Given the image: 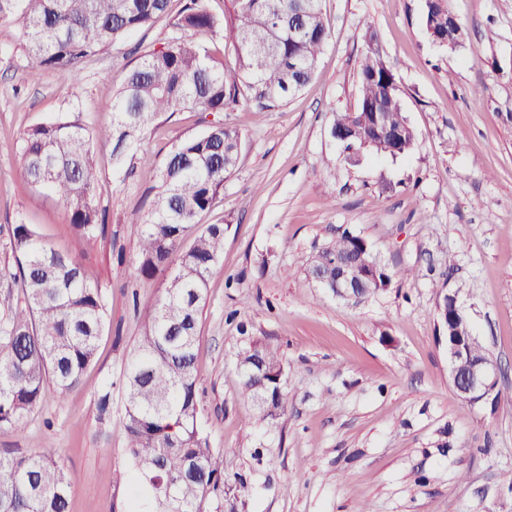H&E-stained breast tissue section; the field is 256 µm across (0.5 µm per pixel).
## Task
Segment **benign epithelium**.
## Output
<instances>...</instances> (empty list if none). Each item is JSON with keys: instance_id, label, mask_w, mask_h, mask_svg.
Segmentation results:
<instances>
[{"instance_id": "obj_1", "label": "benign epithelium", "mask_w": 512, "mask_h": 512, "mask_svg": "<svg viewBox=\"0 0 512 512\" xmlns=\"http://www.w3.org/2000/svg\"><path fill=\"white\" fill-rule=\"evenodd\" d=\"M364 278L362 264L336 261L335 295L342 298L354 297ZM464 352V345L460 341L448 346L449 378L453 387L470 403H496L499 392L495 365L489 359L472 364L465 359Z\"/></svg>"}]
</instances>
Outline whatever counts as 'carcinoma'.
I'll return each instance as SVG.
<instances>
[{"label": "carcinoma", "instance_id": "carcinoma-1", "mask_svg": "<svg viewBox=\"0 0 512 512\" xmlns=\"http://www.w3.org/2000/svg\"><path fill=\"white\" fill-rule=\"evenodd\" d=\"M170 0H0V21L18 15L33 72L68 67L77 73L86 59L166 14ZM226 21L205 0H186L173 23L194 40L169 39L129 68L112 99V126L93 133L67 119L30 128L23 141L28 184L57 197L69 224L93 237L103 223L94 204L98 179L90 140L112 143L119 161L140 133L160 115L191 108L213 116L209 130L176 145L163 164L150 217L137 228L141 272L161 274L162 296L142 306L143 333L129 353L124 426L128 454L140 494L154 512H206L212 495L224 493V457L198 429L195 371L198 315L208 275L224 252V225L196 230L237 168L241 136L224 125V113L244 98L267 112L278 111L313 77L329 36L321 0H235ZM446 0L425 11V28L448 32ZM232 39V70L215 59L209 43ZM357 107L336 114L333 127L349 131V143L375 155L397 158L415 143L395 78L381 55L369 49L359 62ZM10 245L20 269L24 304L0 320V426L22 422L43 400L46 380L63 392L76 387L96 355L104 326L101 290L84 278L80 262L45 242L30 224L12 228ZM372 253L348 230L319 248L308 271L322 273L329 287L334 258ZM388 269L368 282L364 297L392 282ZM460 326L470 338L474 360L487 351L470 320L448 312L439 320ZM242 393L254 400L272 396L274 411L287 400L276 384L282 372L275 351L254 345L239 356ZM71 476L54 454L0 455V512H67Z\"/></svg>", "mask_w": 512, "mask_h": 512}]
</instances>
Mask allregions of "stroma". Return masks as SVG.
<instances>
[{"mask_svg": "<svg viewBox=\"0 0 512 512\" xmlns=\"http://www.w3.org/2000/svg\"><path fill=\"white\" fill-rule=\"evenodd\" d=\"M167 15L84 61L79 72L32 74L22 21L0 22V319L23 302L11 225H34L76 257L105 302V325L80 384L46 383L42 405L0 427L1 455L58 449L71 475L69 512H121L134 496L124 373L142 331L136 301L165 280L139 272L138 224L179 140L207 132L200 113L165 114L128 155L93 140L101 170L95 237L26 181L22 138L67 116L91 131L125 72L175 30ZM330 37L312 80L275 112L243 103L225 113L242 149L201 225L224 227L198 319L199 426L226 455L221 512H512V0H448L465 37L434 45L424 0H322ZM376 37L416 139L406 156L344 159L335 113L359 100V61ZM481 98H473L474 89ZM365 238L396 277L354 303L307 274L317 248L342 231ZM456 295L500 370L497 406L465 402L448 379ZM277 350L288 407L271 418L241 390L239 353ZM112 392L100 419L97 398Z\"/></svg>", "mask_w": 512, "mask_h": 512, "instance_id": "1", "label": "stroma"}]
</instances>
